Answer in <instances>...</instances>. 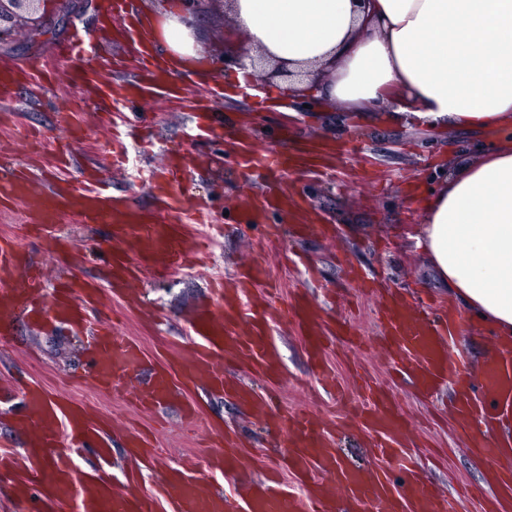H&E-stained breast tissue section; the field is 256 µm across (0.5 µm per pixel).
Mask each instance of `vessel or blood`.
<instances>
[{
	"instance_id": "obj_1",
	"label": "vessel or blood",
	"mask_w": 512,
	"mask_h": 512,
	"mask_svg": "<svg viewBox=\"0 0 512 512\" xmlns=\"http://www.w3.org/2000/svg\"><path fill=\"white\" fill-rule=\"evenodd\" d=\"M181 149H171L164 168L150 171L148 180L165 202H176L182 168ZM249 166L265 176H276L288 169V158L275 151L251 156ZM10 198L21 204L39 223H53L56 216L72 213L85 224L108 225L117 246L106 263L110 279L106 290L113 297L135 304L131 282L142 269L167 276L173 267L200 261L198 247L188 245L185 225L158 221L112 196L99 186L76 193L67 187L49 195L31 193L29 183L11 174ZM287 200L263 198L247 211L251 224L266 223L268 211L287 208ZM134 241L135 252L122 244ZM0 277L11 280V287L0 286V317L9 318L15 310L51 320L86 338L84 369L94 384L107 388L127 377L130 405L148 411H162L165 404H179L186 421L200 413L180 383V376L205 379L208 388L219 395H233L253 404L264 418L272 420L291 448L280 470L298 480L305 494H286L281 481L242 482L233 495H226L211 483L192 479L175 468L150 493L135 494L115 489L100 475L77 470L72 456L94 450L101 464L112 454L101 423L92 418L79 402L49 396L36 382L24 390L22 409L12 411L16 431L28 434L25 449L0 445V477H13V492L26 497L39 489L43 504L63 505L68 512H157L167 505L169 512H450V504L427 485L416 471L405 449L396 447L403 424L382 392L370 388L368 396L353 406L352 412L370 429L380 465L374 470H358L343 464L335 448V436L322 418L311 413L273 414L266 402L255 400L245 385L227 386L224 369L228 362L245 364L269 378L279 375L277 354L268 338L264 303L249 301L252 285L265 279L260 265L249 264L239 273L236 289L216 288L215 301L195 309L185 320L193 339L190 348L174 354L167 363L153 365L134 339L121 335L116 323L105 322L99 309L103 289L90 281H65L47 286L42 272L24 262L8 238L0 239ZM382 319L384 349L392 364L407 373L419 393H432L448 378H456L462 397L460 412L467 423L471 442L486 455L500 456L501 450L488 437L489 420L482 402L512 370V352L489 361L479 377H472L462 356L452 351L464 325L454 314L443 318L414 313L404 301L382 297L376 302ZM294 325L304 349L317 366V381L334 405H343L336 374L324 362L323 315L314 303L297 299ZM223 453L210 456L207 468L223 475L235 474L241 467L242 450L231 436H224ZM404 472L402 490H394L390 474Z\"/></svg>"
}]
</instances>
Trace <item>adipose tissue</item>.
<instances>
[{"label": "adipose tissue", "instance_id": "obj_1", "mask_svg": "<svg viewBox=\"0 0 512 512\" xmlns=\"http://www.w3.org/2000/svg\"><path fill=\"white\" fill-rule=\"evenodd\" d=\"M249 55L310 68L314 98L351 112L388 103L412 128L498 129L500 141L445 175L415 246L471 318L512 346V0H229ZM173 72L204 48L179 0L144 20Z\"/></svg>", "mask_w": 512, "mask_h": 512}]
</instances>
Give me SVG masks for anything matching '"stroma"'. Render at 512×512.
<instances>
[{
    "mask_svg": "<svg viewBox=\"0 0 512 512\" xmlns=\"http://www.w3.org/2000/svg\"><path fill=\"white\" fill-rule=\"evenodd\" d=\"M106 2L84 0L80 12L67 19L49 13L42 30L20 26L11 39L0 43V64L27 73L9 96L0 97V157L31 172L35 193L47 192L51 177L83 190L94 173L109 184L114 196L140 211L160 215L164 205L143 182L141 172L158 165L171 143L184 145L193 164L178 190L181 218L190 236H210L211 258L167 278L144 273L135 285L144 309L106 298V306L121 316L123 332L156 357L168 352L170 345L189 346L192 338L183 317L211 303L212 280L231 277L241 262L260 264L280 289L269 336L281 376L270 382L234 365L230 377L244 381L258 395L269 396L279 412L307 408L333 418L338 425V454L346 464L361 470L378 467L369 451L370 432L362 422L345 421L343 412L333 406L286 315L296 297L307 296L325 309L328 318L350 322L363 338L358 348L343 338H332L325 354L347 397L359 398L353 370L379 382L409 422L403 443L415 453L428 480L451 499L453 512H487L500 497L498 485L489 477L491 469L500 468V461L469 447L465 424L453 412L452 384H443L426 398L389 368L378 349L373 307L345 268L353 266L380 290L419 291L448 301L412 242L425 218L423 197L438 175L477 156L500 139V132L410 131L378 117L362 120L309 100L304 92H289L287 78L278 76L266 79L257 95L229 87L227 76L237 65L239 51L224 42L229 16L213 12L193 15L208 49L205 78L186 72L175 88L157 87L138 97L110 99L103 86L121 88L136 81L133 68L119 69L114 62L129 57L139 42L132 19H108ZM78 30L88 44L84 67L98 81L95 91L77 82L57 55L59 46ZM65 113L81 126L83 138L72 145L74 164L64 168L56 164L54 144L26 145L22 139L34 127L54 130ZM199 114L215 128V135L201 136L194 121ZM354 139L361 142L359 156L342 154V147ZM314 145L321 149L316 163L291 169L281 178L294 204L267 216L268 223L280 225L278 238L268 239L262 225L244 223L243 213L257 193L254 172L244 162L247 150L301 155ZM27 225L22 207L0 203V237L12 238L28 261L43 267L49 281L68 275L105 278L101 249L109 233L106 225L82 224L72 214L59 217L56 229L68 239L66 256L60 261L47 252L44 239L29 233ZM10 322L7 334L0 335V381L10 382L18 393L36 381L50 395L80 402L96 417L112 418L111 465L100 466L90 453L79 465L86 471L98 470L118 490H125L124 471L134 462L126 446L130 428L156 432L157 459L138 487L142 493L178 466L232 493L234 479L206 469L208 457L217 450L210 439L214 431L230 433L248 448L239 470V477L246 480L262 478L289 448L252 408L231 398L209 396L201 386L189 391L202 411L198 429L183 425L175 405L165 409L166 423L157 425L153 415L126 404L122 385L102 391L82 379L79 342L66 329L33 325L19 314L12 315ZM458 347L474 373L496 351L488 329L472 322L466 323Z\"/></svg>",
    "mask_w": 512,
    "mask_h": 512,
    "instance_id": "35a3bbf8",
    "label": "stroma"
}]
</instances>
